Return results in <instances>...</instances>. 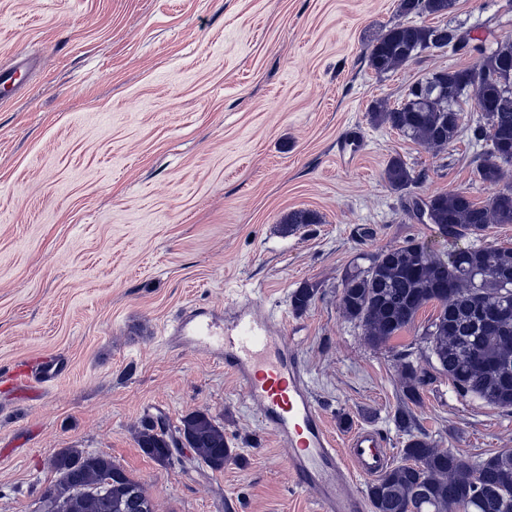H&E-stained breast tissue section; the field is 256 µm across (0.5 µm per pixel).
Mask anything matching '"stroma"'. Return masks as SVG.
I'll list each match as a JSON object with an SVG mask.
<instances>
[{
	"mask_svg": "<svg viewBox=\"0 0 512 512\" xmlns=\"http://www.w3.org/2000/svg\"><path fill=\"white\" fill-rule=\"evenodd\" d=\"M399 3L0 0V67L29 62L0 102V370L52 355L69 365L37 397L0 394V512H38L65 448L111 456L155 512H320L223 363L163 338L183 307L222 316L244 294L284 319L338 447L376 429L400 462L399 357L424 362L434 310L373 347L340 307L341 277L408 238L450 246L387 187L390 157L425 172L421 197L495 189L475 176L484 147L468 134L436 151L370 124L374 103L471 63L441 49L376 74L368 47L404 22ZM418 22L460 23L484 44L512 34V0H457ZM353 134L359 150L343 154ZM295 210L317 223L283 232ZM305 284L317 296L293 312ZM194 411L224 423L223 470L189 448L162 464L138 447L142 423L172 431ZM412 411L437 448L512 450V411L459 395L444 374Z\"/></svg>",
	"mask_w": 512,
	"mask_h": 512,
	"instance_id": "1",
	"label": "stroma"
}]
</instances>
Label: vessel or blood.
Instances as JSON below:
<instances>
[{"label": "vessel or blood", "instance_id": "1", "mask_svg": "<svg viewBox=\"0 0 512 512\" xmlns=\"http://www.w3.org/2000/svg\"><path fill=\"white\" fill-rule=\"evenodd\" d=\"M170 334L222 354L225 371L256 406L266 427L288 450V470L302 488L313 492L321 512H368L356 479L380 476L392 461L382 434L357 428L346 449L328 435L311 394L304 361L285 334L282 322L262 312L258 298L244 296L234 313L217 325L205 309L187 307L173 319ZM58 356L15 367L1 384L7 390L48 386L66 373Z\"/></svg>", "mask_w": 512, "mask_h": 512}]
</instances>
